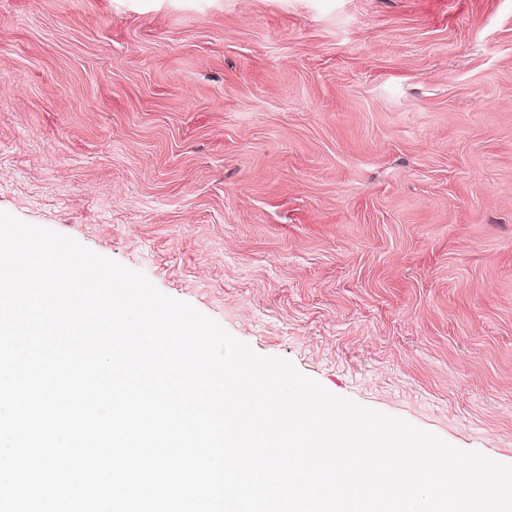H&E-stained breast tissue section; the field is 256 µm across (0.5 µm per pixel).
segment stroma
<instances>
[{
    "instance_id": "stroma-1",
    "label": "stroma",
    "mask_w": 512,
    "mask_h": 512,
    "mask_svg": "<svg viewBox=\"0 0 512 512\" xmlns=\"http://www.w3.org/2000/svg\"><path fill=\"white\" fill-rule=\"evenodd\" d=\"M0 211L512 464V0H0Z\"/></svg>"
}]
</instances>
